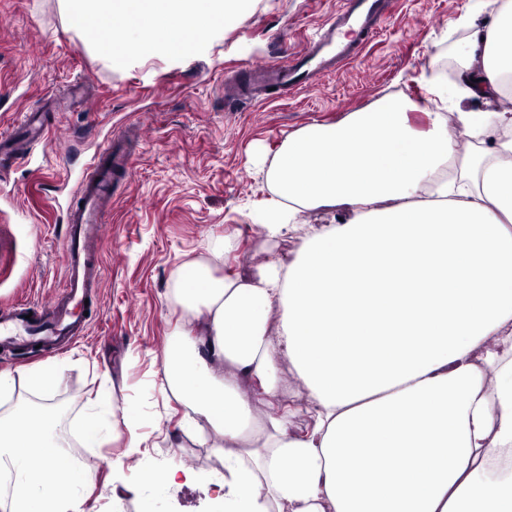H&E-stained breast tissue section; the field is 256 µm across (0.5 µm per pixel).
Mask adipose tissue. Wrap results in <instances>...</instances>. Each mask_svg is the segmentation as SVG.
<instances>
[{"mask_svg":"<svg viewBox=\"0 0 512 512\" xmlns=\"http://www.w3.org/2000/svg\"><path fill=\"white\" fill-rule=\"evenodd\" d=\"M59 2L71 31L101 29L95 52L112 65L189 55L237 5ZM468 31L455 82L428 74L424 104L386 96L262 153L271 236L309 211L343 208L346 223L254 275L177 277L191 319L163 375L183 430L224 450V512H512V56L497 51L512 0ZM460 129L474 141L462 160ZM283 353L314 405L302 433L290 409L257 423L239 390L277 399ZM70 446L53 410L0 417V512H94L59 469Z\"/></svg>","mask_w":512,"mask_h":512,"instance_id":"ef3b65f1","label":"adipose tissue"}]
</instances>
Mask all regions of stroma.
Segmentation results:
<instances>
[{"label":"stroma","mask_w":512,"mask_h":512,"mask_svg":"<svg viewBox=\"0 0 512 512\" xmlns=\"http://www.w3.org/2000/svg\"><path fill=\"white\" fill-rule=\"evenodd\" d=\"M339 0H240L221 33L183 58H133L115 68L92 52L91 33L69 32L59 0H0V135H23L24 112H41L50 129L21 166L0 170V228L11 236L12 270L0 279V300L42 303L63 274L62 209L90 156L116 133L136 153L127 176L112 183V209L102 246L101 308L86 336L60 354L0 359L14 374L56 368L52 396L72 443L89 407L128 419L135 432L91 437L86 478L97 512L113 500L133 512H207L224 456L185 433V411L164 387L163 358L187 312L172 300L178 268H211L221 276L259 269L271 255L293 256L302 233L269 237L259 217L269 197L254 165L256 153L290 133L369 110L399 88L418 101L427 68L454 76L464 60V19L486 22L498 0H394L362 61L302 90L269 91L254 101L229 98L225 83L250 76L254 64L302 50L335 12ZM238 248L218 258L226 233ZM275 376L281 398H246L255 417L308 404L288 359ZM141 453L127 455L131 438ZM179 466L194 482L152 498L144 459Z\"/></svg>","instance_id":"35a3bbf8"}]
</instances>
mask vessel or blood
<instances>
[{
  "instance_id": "vessel-or-blood-1",
  "label": "vessel or blood",
  "mask_w": 512,
  "mask_h": 512,
  "mask_svg": "<svg viewBox=\"0 0 512 512\" xmlns=\"http://www.w3.org/2000/svg\"><path fill=\"white\" fill-rule=\"evenodd\" d=\"M390 7V0H344L309 48L287 61L264 63L256 70L259 79L264 85L291 92L358 61ZM112 151L108 144L90 157L66 207L64 273L52 302L0 303V350L9 352L34 340L44 350L55 352L87 328L88 313L100 299L101 246L112 207L113 170L124 163Z\"/></svg>"
}]
</instances>
